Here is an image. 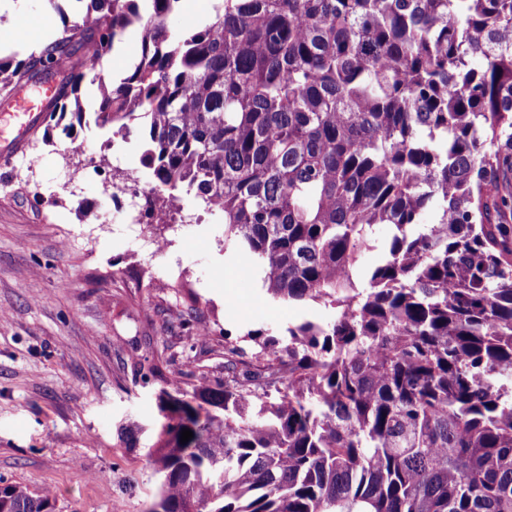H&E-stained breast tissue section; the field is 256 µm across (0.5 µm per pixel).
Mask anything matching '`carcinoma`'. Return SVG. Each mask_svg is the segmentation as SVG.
Instances as JSON below:
<instances>
[{
  "instance_id": "cac0c4a2",
  "label": "carcinoma",
  "mask_w": 512,
  "mask_h": 512,
  "mask_svg": "<svg viewBox=\"0 0 512 512\" xmlns=\"http://www.w3.org/2000/svg\"><path fill=\"white\" fill-rule=\"evenodd\" d=\"M181 2L89 0L0 57L6 96L58 82L67 134L85 80L99 127L145 129L147 218L193 199L272 299L333 312L224 329L222 377L165 359L150 512H512V0H223L175 31ZM54 499L0 480V512ZM137 44L138 35L134 32L128 33L122 43L103 60L105 73L113 79L122 77L134 61Z\"/></svg>"
}]
</instances>
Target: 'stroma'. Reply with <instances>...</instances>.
<instances>
[{"instance_id":"obj_1","label":"stroma","mask_w":512,"mask_h":512,"mask_svg":"<svg viewBox=\"0 0 512 512\" xmlns=\"http://www.w3.org/2000/svg\"><path fill=\"white\" fill-rule=\"evenodd\" d=\"M14 2L0 11L1 57L40 50L39 27L58 32L87 8ZM92 157L116 182L142 174L135 140L91 123L0 162V480L53 488L54 512H146L159 419L151 367L172 352L219 373L225 320L278 330L328 313L270 299L261 274L225 250L220 217L191 205L184 224H129ZM158 235L169 241L161 251ZM176 282L198 295L207 343L177 324Z\"/></svg>"}]
</instances>
